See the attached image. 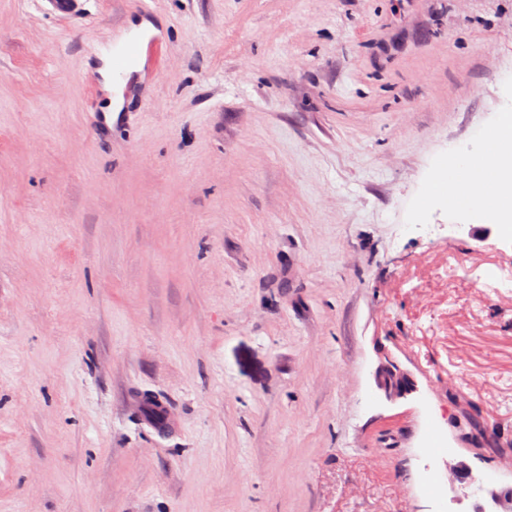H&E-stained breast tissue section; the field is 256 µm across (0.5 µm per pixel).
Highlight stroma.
Wrapping results in <instances>:
<instances>
[{"label":"stroma","mask_w":512,"mask_h":512,"mask_svg":"<svg viewBox=\"0 0 512 512\" xmlns=\"http://www.w3.org/2000/svg\"><path fill=\"white\" fill-rule=\"evenodd\" d=\"M146 20L96 138L98 56ZM508 110L512 0H0V512H437L430 407L492 469L512 293L437 277L490 242L405 227L482 223L425 179ZM394 369L397 372V378L393 385L387 386L383 378L387 371ZM374 377L377 381V388L381 392V395L387 402H396L399 399H406L409 396L417 393V384L414 378L401 366V364L395 361L391 356H382L379 359V363L375 369Z\"/></svg>","instance_id":"35a3bbf8"}]
</instances>
